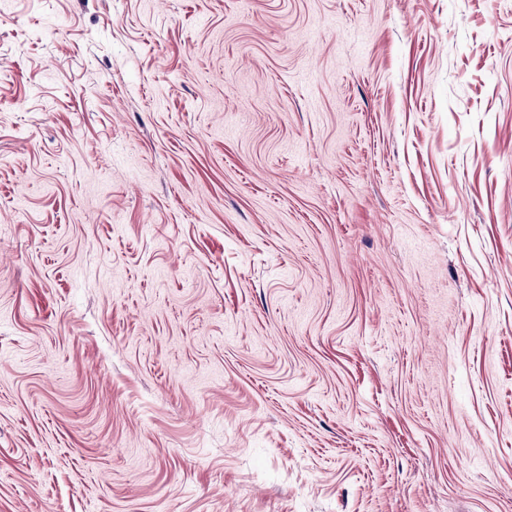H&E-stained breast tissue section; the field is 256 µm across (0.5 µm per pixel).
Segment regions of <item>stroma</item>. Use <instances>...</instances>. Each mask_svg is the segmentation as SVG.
Returning <instances> with one entry per match:
<instances>
[{"label":"stroma","mask_w":512,"mask_h":512,"mask_svg":"<svg viewBox=\"0 0 512 512\" xmlns=\"http://www.w3.org/2000/svg\"><path fill=\"white\" fill-rule=\"evenodd\" d=\"M0 512H512V0H0Z\"/></svg>","instance_id":"1"}]
</instances>
